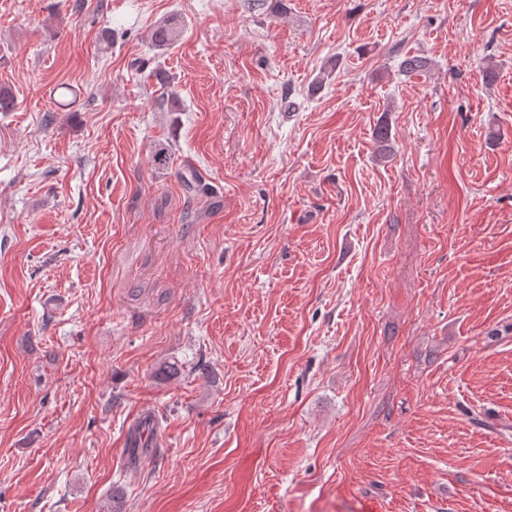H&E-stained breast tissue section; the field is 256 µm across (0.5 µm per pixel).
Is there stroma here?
I'll return each instance as SVG.
<instances>
[{
	"label": "stroma",
	"mask_w": 512,
	"mask_h": 512,
	"mask_svg": "<svg viewBox=\"0 0 512 512\" xmlns=\"http://www.w3.org/2000/svg\"><path fill=\"white\" fill-rule=\"evenodd\" d=\"M0 87V512H512V0H0ZM153 431L154 422L151 418L145 419L143 422H140L136 427L132 429L129 436V440L132 441V446H129L130 448H128V451L130 457L133 460H136L140 456L146 455L150 451H153V448H150L149 446L152 444ZM145 432L148 434V437L145 441L142 442L140 446H138L141 434L144 436Z\"/></svg>",
	"instance_id": "35a3bbf8"
}]
</instances>
